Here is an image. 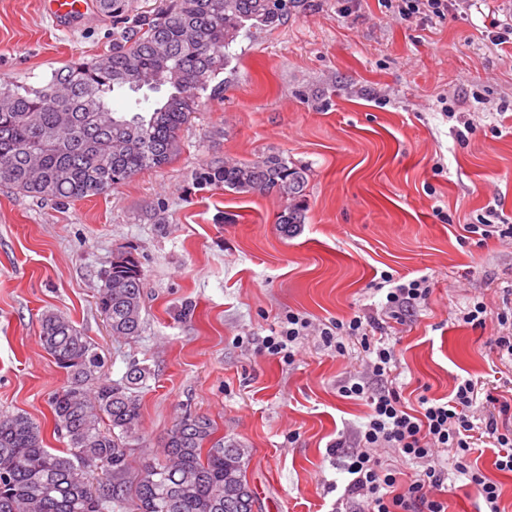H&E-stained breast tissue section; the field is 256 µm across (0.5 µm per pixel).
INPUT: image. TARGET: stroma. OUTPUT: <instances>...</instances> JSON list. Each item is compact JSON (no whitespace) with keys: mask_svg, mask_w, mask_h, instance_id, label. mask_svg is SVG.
Returning a JSON list of instances; mask_svg holds the SVG:
<instances>
[{"mask_svg":"<svg viewBox=\"0 0 512 512\" xmlns=\"http://www.w3.org/2000/svg\"><path fill=\"white\" fill-rule=\"evenodd\" d=\"M512 0H459L445 17L401 18L387 0H294L286 23L239 36L228 81L202 98L168 165L81 200L34 198L0 184V412L54 434L51 395L64 370L39 341L58 310L100 349L102 376L138 362L142 439L132 466L159 457L184 411L249 452L255 512H336L349 481L340 435L365 421L364 401L337 384L361 370L320 334L353 314L396 340L391 378L442 398L461 380L512 401V363L489 351L512 307V242L465 240L496 209L512 224ZM112 48V19L90 10L59 21L41 0H0V81L38 88L71 61ZM278 154L306 167L305 221L289 205L199 185L206 165ZM144 278L141 336L113 339L95 296L117 252ZM427 276L425 301L383 306L381 272ZM484 326L466 324L473 303ZM291 312L308 318L292 362L266 337Z\"/></svg>","mask_w":512,"mask_h":512,"instance_id":"35a3bbf8","label":"stroma"}]
</instances>
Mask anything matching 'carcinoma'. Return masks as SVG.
<instances>
[{
	"mask_svg": "<svg viewBox=\"0 0 512 512\" xmlns=\"http://www.w3.org/2000/svg\"><path fill=\"white\" fill-rule=\"evenodd\" d=\"M123 24L112 51L56 70L39 88L0 87V182L39 198L79 200L168 164L180 131L210 84L228 67L240 31H271L288 18V0H167L133 12L129 0H96ZM169 87L145 112L117 116L107 95L136 82ZM205 185L238 194L277 193L291 204L277 218L291 236L304 223L307 169L281 155L206 166ZM97 308L117 339L141 335L143 277L130 253L112 259ZM43 348L67 381L51 399L56 454L41 428L21 413H0V512H254L247 450L216 436L204 416L177 417L163 460L130 475L131 446L141 440L140 393L150 368L132 363L119 380L100 378L103 356L64 314L41 317Z\"/></svg>",
	"mask_w": 512,
	"mask_h": 512,
	"instance_id": "cac0c4a2",
	"label": "carcinoma"
}]
</instances>
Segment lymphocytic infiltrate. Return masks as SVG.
Here are the masks:
<instances>
[{"mask_svg":"<svg viewBox=\"0 0 512 512\" xmlns=\"http://www.w3.org/2000/svg\"><path fill=\"white\" fill-rule=\"evenodd\" d=\"M381 280L389 286L384 306L394 313L425 300L429 292L423 276L409 279L385 271ZM369 326L366 317L356 314L322 331L340 357L347 353V342L359 343L370 367L369 375H350L338 386L340 396L365 401L369 407L367 420L355 435V451L344 456L343 467L350 476L348 500L360 504V512H446L439 496L445 474L437 458L444 451L476 488L487 512H501L498 485L471 465L469 454L479 439H486L497 450V468L512 471V404L481 391L469 379L460 381L444 400L421 392L409 402L397 388H375L374 380L389 377L397 355L394 344L373 338ZM479 400L490 409L480 422L474 412ZM380 448L394 449L415 463L413 479L401 482L398 472L377 457Z\"/></svg>","mask_w":512,"mask_h":512,"instance_id":"lymphocytic-infiltrate-1","label":"lymphocytic infiltrate"}]
</instances>
